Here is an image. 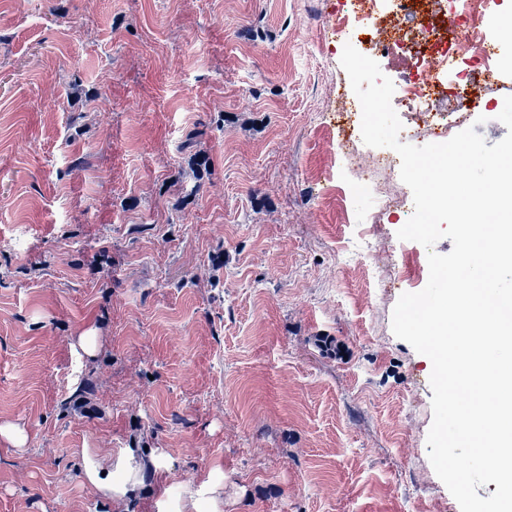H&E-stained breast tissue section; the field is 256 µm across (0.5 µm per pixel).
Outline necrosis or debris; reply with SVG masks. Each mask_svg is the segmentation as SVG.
I'll list each match as a JSON object with an SVG mask.
<instances>
[{
  "mask_svg": "<svg viewBox=\"0 0 512 512\" xmlns=\"http://www.w3.org/2000/svg\"><path fill=\"white\" fill-rule=\"evenodd\" d=\"M495 0H346V7L336 16L337 30L351 21H361L370 43L372 55H387L399 64L402 76L395 86L394 97L410 114L421 116V126H404L400 142L413 145L435 140L447 132L442 113L429 107L430 101L454 99L462 112H475L480 100L473 98L466 84L456 82L454 64L466 60L485 67L488 74L512 65V60L485 49L477 31L495 16ZM416 23L421 44H434L433 57H425L407 49L399 20ZM362 153L351 154L347 176L358 184V191L376 204L393 203V191L401 187L399 159H385L374 153L373 171H365Z\"/></svg>",
  "mask_w": 512,
  "mask_h": 512,
  "instance_id": "necrosis-or-debris-1",
  "label": "necrosis or debris"
}]
</instances>
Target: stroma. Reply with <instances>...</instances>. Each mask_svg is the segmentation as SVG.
<instances>
[{
	"label": "stroma",
	"mask_w": 512,
	"mask_h": 512,
	"mask_svg": "<svg viewBox=\"0 0 512 512\" xmlns=\"http://www.w3.org/2000/svg\"><path fill=\"white\" fill-rule=\"evenodd\" d=\"M337 8L0 0V425L26 436L0 512H460L392 330L429 277L409 201L371 260L342 249L373 203L336 179L360 136ZM85 448L134 449L135 494L89 485Z\"/></svg>",
	"instance_id": "stroma-1"
}]
</instances>
